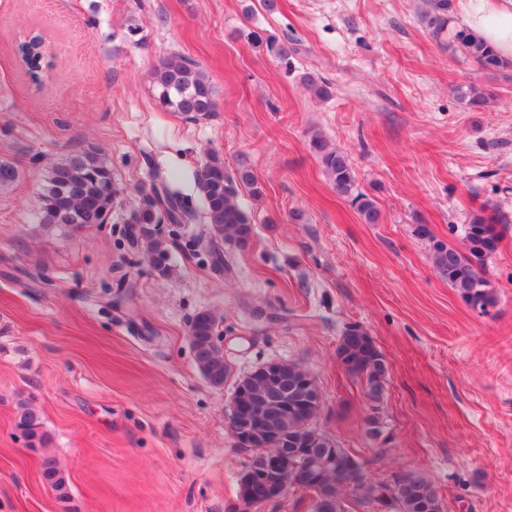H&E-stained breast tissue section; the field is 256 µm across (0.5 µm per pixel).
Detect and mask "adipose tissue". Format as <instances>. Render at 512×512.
<instances>
[{
	"instance_id": "adipose-tissue-1",
	"label": "adipose tissue",
	"mask_w": 512,
	"mask_h": 512,
	"mask_svg": "<svg viewBox=\"0 0 512 512\" xmlns=\"http://www.w3.org/2000/svg\"><path fill=\"white\" fill-rule=\"evenodd\" d=\"M459 23L512 60V0H460Z\"/></svg>"
}]
</instances>
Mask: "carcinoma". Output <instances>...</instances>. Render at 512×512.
Masks as SVG:
<instances>
[{
	"mask_svg": "<svg viewBox=\"0 0 512 512\" xmlns=\"http://www.w3.org/2000/svg\"><path fill=\"white\" fill-rule=\"evenodd\" d=\"M426 9L421 20L429 33L440 39L448 35V49L474 60L482 70L501 72L512 69V63L502 59L486 42L464 28L448 29L453 0H425ZM254 41L265 46L267 52L286 70L293 68L295 48L288 39L274 35L263 36L251 32ZM22 61L31 77L37 79L48 67L45 42L35 35L18 46ZM157 102L167 111L180 112L192 119H200L216 111V93L209 78L197 64L180 53H170L159 60L154 71ZM305 87L316 97L329 96L327 82L306 73ZM457 98L472 109L482 108L490 93L475 82L461 83L454 89ZM309 149L323 168L336 195L351 202L367 224H376L380 212L372 198L358 190L357 180L349 156L333 145L322 133L315 132L309 139ZM139 206L131 216L128 243L142 251L151 271L160 278H168L174 270V255L168 240L162 236L159 225L166 223L179 227L193 220L195 208L177 188L175 176L169 172L156 174ZM194 179L201 193L202 217L206 233L189 241L195 250H207L215 266L222 264L220 244L238 250L247 249L255 230L251 218L239 200L240 191L251 189L253 195L260 188L247 170L230 171L218 156L209 159L194 171ZM119 190L112 168L93 148L75 149L54 164L44 179L38 196L41 222L65 224L75 228L106 224L118 205ZM509 218L497 205L482 202L469 215L464 227L465 251L439 240L428 225L415 226L414 235L423 240L432 254L435 269L448 281L466 302L475 309L484 310L493 304L494 295L484 276L488 260L497 251L502 236V225ZM218 318L209 309L198 311L190 322L191 345L196 365L215 388L224 387L229 366L218 344ZM336 359L352 377L365 383L369 396L375 402L383 395L388 368L384 355L369 334L359 325L345 328L336 348ZM238 387L244 390V407L238 424L244 429L259 428L261 434L288 433V453H293V437L305 444V455L299 458V467L311 476L310 483L300 491L311 500L312 512H323L317 504L319 490L326 489L336 496L335 512H345L343 491L346 490L345 472L355 459L348 449L337 441L311 427L321 404V397L313 375L294 361H283L276 378L266 380L258 376L242 379ZM15 430L28 448H46L49 438L43 431L42 417L27 401L16 408ZM275 457V448L260 445L251 449L245 470L255 476L267 472ZM42 477L56 496L70 497V484L55 458L42 456ZM397 490L391 512H445L442 495L426 476L418 471H407L396 478ZM245 497L259 506L272 502L263 483L251 484Z\"/></svg>",
	"mask_w": 512,
	"mask_h": 512,
	"instance_id": "cac0c4a2",
	"label": "carcinoma"
}]
</instances>
